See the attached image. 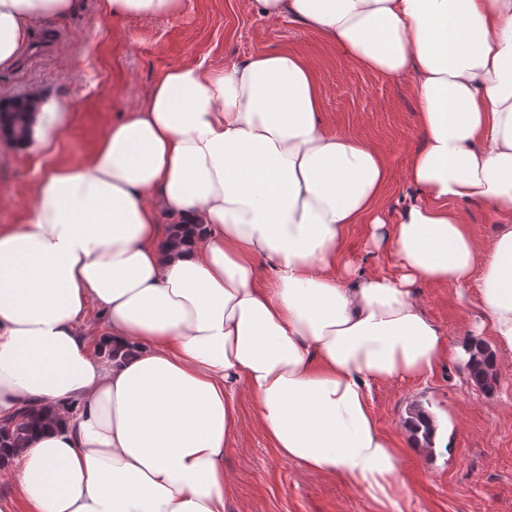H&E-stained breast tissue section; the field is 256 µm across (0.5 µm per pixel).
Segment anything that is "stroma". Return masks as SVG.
I'll return each mask as SVG.
<instances>
[{"label":"stroma","mask_w":512,"mask_h":512,"mask_svg":"<svg viewBox=\"0 0 512 512\" xmlns=\"http://www.w3.org/2000/svg\"><path fill=\"white\" fill-rule=\"evenodd\" d=\"M275 49L312 64L330 132L364 138L386 159L395 177L381 208L395 223L415 195L403 175L421 140L410 78L389 80L357 68L314 30L251 12L244 0H185L178 15L154 19H114L102 0H83L77 14L35 24L15 63L0 68V102L38 94L75 106L51 149L0 135V226L25 223L45 171L85 161L112 122L139 106L168 69L221 68ZM416 294L445 334L450 356L428 379L371 389L379 426L404 448L400 465L408 489L399 505L403 512H512V366L499 369L489 395L465 371L464 344L482 316L478 288L420 285ZM237 403L242 432L224 454V470L247 512H377L362 488L281 458L246 391H239ZM415 403L448 430L447 448L426 454L414 447L405 418Z\"/></svg>","instance_id":"stroma-1"}]
</instances>
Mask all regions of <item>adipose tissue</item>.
<instances>
[{"label":"adipose tissue","instance_id":"adipose-tissue-1","mask_svg":"<svg viewBox=\"0 0 512 512\" xmlns=\"http://www.w3.org/2000/svg\"><path fill=\"white\" fill-rule=\"evenodd\" d=\"M247 2L358 68L412 77L418 196L385 222L391 169L326 130L299 55L167 70L83 164L43 175L26 223L0 226V417L46 421L0 468L23 512H243L224 472L241 388L282 458L385 504L407 481L371 387L426 378L449 355L419 283L479 279L477 333L496 366L512 363V0ZM79 3L0 0V65ZM183 6L103 2L116 18ZM466 203L504 217L491 240ZM174 224L191 226L187 246L170 245ZM354 224L394 272L346 250Z\"/></svg>","mask_w":512,"mask_h":512}]
</instances>
